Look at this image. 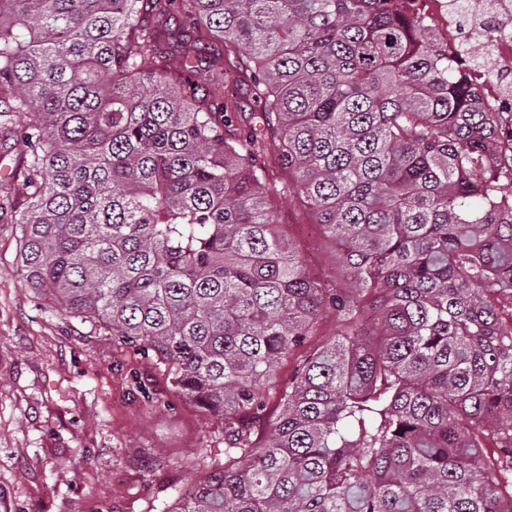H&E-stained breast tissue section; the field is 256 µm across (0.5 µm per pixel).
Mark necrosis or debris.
Returning <instances> with one entry per match:
<instances>
[{
    "instance_id": "4bbe7bcc",
    "label": "necrosis or debris",
    "mask_w": 512,
    "mask_h": 512,
    "mask_svg": "<svg viewBox=\"0 0 512 512\" xmlns=\"http://www.w3.org/2000/svg\"><path fill=\"white\" fill-rule=\"evenodd\" d=\"M416 6L429 23L431 41L447 49L481 102L512 113V0H470L465 13L454 0H416ZM477 33L487 34L488 39L475 58L466 46Z\"/></svg>"
}]
</instances>
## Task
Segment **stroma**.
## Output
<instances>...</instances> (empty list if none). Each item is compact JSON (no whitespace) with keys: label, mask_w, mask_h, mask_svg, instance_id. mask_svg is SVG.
Listing matches in <instances>:
<instances>
[{"label":"stroma","mask_w":512,"mask_h":512,"mask_svg":"<svg viewBox=\"0 0 512 512\" xmlns=\"http://www.w3.org/2000/svg\"><path fill=\"white\" fill-rule=\"evenodd\" d=\"M21 204L20 185L0 181V512H161L174 490L223 464L222 424L176 391L157 358L27 286L10 221ZM274 208L306 271L344 283L340 247L299 195Z\"/></svg>","instance_id":"1"}]
</instances>
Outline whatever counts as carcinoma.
<instances>
[{"label":"carcinoma","instance_id":"cac0c4a2","mask_svg":"<svg viewBox=\"0 0 512 512\" xmlns=\"http://www.w3.org/2000/svg\"><path fill=\"white\" fill-rule=\"evenodd\" d=\"M413 2L0 0L27 285L224 424L163 512H512V130ZM270 145L350 287L274 232ZM338 329L336 319L331 314H326L322 317L319 329L314 336H308L306 343L297 349L294 353L286 355L280 360L277 367L276 383L281 386L288 381V376L295 368L299 358L298 355L306 350L313 349L321 343L329 341Z\"/></svg>","mask_w":512,"mask_h":512}]
</instances>
